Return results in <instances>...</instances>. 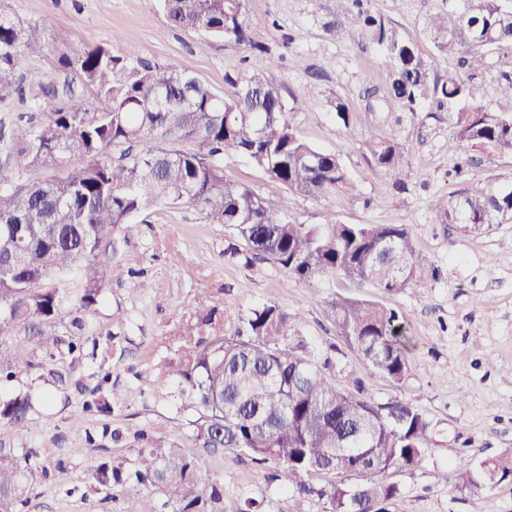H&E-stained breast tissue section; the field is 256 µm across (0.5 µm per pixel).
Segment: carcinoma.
<instances>
[{"instance_id":"obj_1","label":"carcinoma","mask_w":512,"mask_h":512,"mask_svg":"<svg viewBox=\"0 0 512 512\" xmlns=\"http://www.w3.org/2000/svg\"><path fill=\"white\" fill-rule=\"evenodd\" d=\"M173 26L205 31L245 51L267 52L254 32L265 20L249 0H159ZM337 28L358 26L368 47L389 63L386 88L368 104L366 145L377 172L398 188L407 149L385 112L417 113L448 105L456 136L475 147L512 153V112L474 105L481 87L450 74L435 78L418 47L370 0H335ZM439 53L469 51L459 64L476 71L485 49L512 51V7L505 0H464L459 12L430 16ZM51 21L26 25L0 8V94L20 92L14 74L25 50L45 41ZM59 67L73 69L105 106L71 94L42 114L40 109L0 120V167L16 170L0 179V345L23 332L13 356L0 357V380L34 367L29 346L71 370L85 359L86 323L78 308L106 294L115 235L137 214L166 203L201 207L245 241L255 259L272 261L299 284L336 273L370 281L385 293L400 292L420 279L423 265L405 224H344L327 216L320 224L285 220L282 206L224 175V157L243 155L288 192L328 200L350 195L355 185L340 159L300 140L288 119L282 86L261 75L230 80L229 97L213 93L171 65L143 61L135 50L112 54L103 45L67 47ZM512 214V183L475 180L448 197L442 224L479 232L495 215ZM337 335L357 350L372 375L395 387L410 373L409 330L399 312L378 302L332 292L321 299ZM229 323L230 332L224 331ZM188 346L177 375L189 390L198 418L191 439L204 451L232 448L272 468L268 476L293 491L295 512H309L308 496L325 500V512H390L398 495L381 476L412 470L432 454V422L409 403H375L361 383L339 387L330 362L318 363L302 336L290 335L289 315L275 303L247 311L224 299L184 327ZM86 412L120 410L110 372L100 365ZM30 397L0 395V444L17 433ZM120 444L128 435L143 446L132 456L110 457L90 477L91 489L112 496L149 489L156 512H224V485L205 481L198 455L145 430L103 431ZM332 477L316 488L311 476ZM361 481L351 483L350 476ZM33 476L29 455L0 448V512H20ZM512 478V459L492 460L474 471L458 465V487L483 489Z\"/></svg>"}]
</instances>
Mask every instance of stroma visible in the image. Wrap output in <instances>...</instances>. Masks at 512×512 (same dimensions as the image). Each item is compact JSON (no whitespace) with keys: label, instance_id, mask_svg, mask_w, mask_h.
<instances>
[{"label":"stroma","instance_id":"obj_1","mask_svg":"<svg viewBox=\"0 0 512 512\" xmlns=\"http://www.w3.org/2000/svg\"><path fill=\"white\" fill-rule=\"evenodd\" d=\"M253 13L270 23L259 41L280 56V67L262 54L199 32L172 26L157 0H0L27 23L52 18L41 49L29 53L23 96L0 99V117L28 111L30 103L50 109L49 85L67 79L58 66L61 49L102 44L113 54L135 48L149 63L170 64L190 73L218 95L231 94L234 78L261 74L283 86L288 117L296 133L315 148L336 154L356 183L355 196L316 201L273 188L243 156L224 160L226 175L257 194H277L287 218L317 224L334 215L345 224H406L423 259L421 282L385 294L368 282L325 276L310 286L298 284L279 265L248 260L245 243L223 225L212 224L188 203L168 204L136 216L124 226L111 264V290L88 317L87 340L107 344L116 321L126 328L120 350L109 361L112 383L122 396L120 415L84 411L96 384L98 363L85 359L76 378L62 380L61 364L34 353L33 369L0 384V393L31 391L33 407L11 448L26 450L34 474L23 512H155L150 491L115 498L86 492L91 470L116 453L103 436L104 424L145 429L192 448L189 423L198 413L181 385L176 368L184 350V326L195 315L233 298L241 309L273 302L290 316L293 332L303 336L319 357L331 358L339 386L363 380L375 402L404 400L433 423L439 445L419 468L387 472L399 495L392 512H512V481L475 493L455 488L460 461L472 465L512 455V223L471 232L442 224L437 215L451 193L476 179H512V153L464 149L455 137L447 110L404 115L401 137L409 156L404 190L374 168L365 144L361 94L388 79L382 57L371 53L360 30L346 25L328 31L334 0H250ZM461 0H373L375 11L430 58L433 75L457 71V59L436 52L427 21L439 11H456ZM499 52L485 54L475 79L484 88L483 106L512 112L500 98L504 71ZM342 99L356 122L344 126L333 103ZM471 159L464 173L461 155ZM336 291L397 309L411 336V373L402 388L370 375L361 355L336 334L319 298ZM68 470L57 480L56 464ZM204 477L224 485V512H239L245 498L266 502L267 512H293V492L270 483L267 470L231 449L203 454Z\"/></svg>","mask_w":512,"mask_h":512}]
</instances>
